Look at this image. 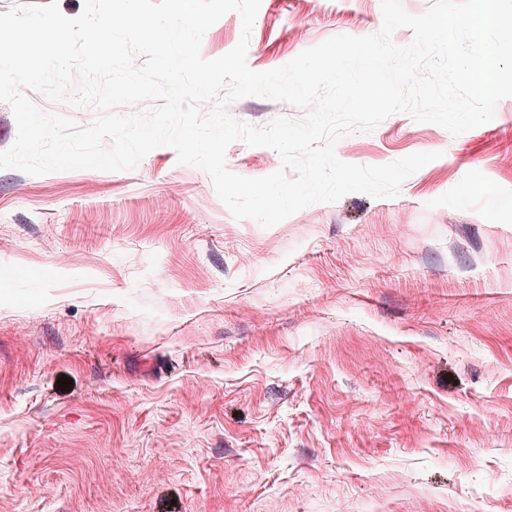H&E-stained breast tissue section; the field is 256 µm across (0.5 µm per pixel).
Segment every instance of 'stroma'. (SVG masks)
Here are the masks:
<instances>
[{"mask_svg":"<svg viewBox=\"0 0 512 512\" xmlns=\"http://www.w3.org/2000/svg\"><path fill=\"white\" fill-rule=\"evenodd\" d=\"M381 25L380 0H261L247 61ZM241 35L227 13L202 57ZM334 150L437 158L269 228L166 146L0 169V512H512V97L456 136L399 112ZM281 166L226 150L243 177Z\"/></svg>","mask_w":512,"mask_h":512,"instance_id":"obj_1","label":"stroma"}]
</instances>
